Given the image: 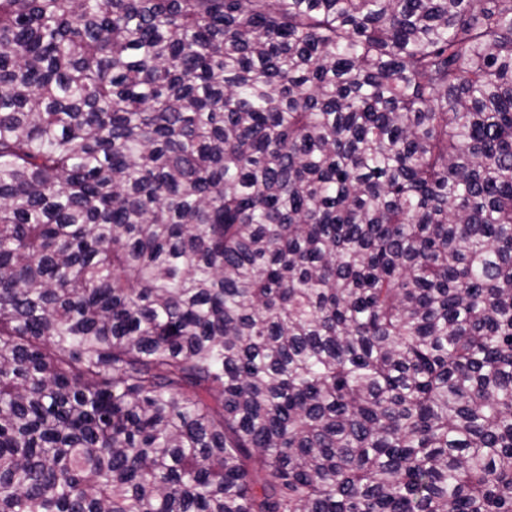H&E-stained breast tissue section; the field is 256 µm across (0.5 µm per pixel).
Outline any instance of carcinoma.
Here are the masks:
<instances>
[{
	"label": "carcinoma",
	"mask_w": 512,
	"mask_h": 512,
	"mask_svg": "<svg viewBox=\"0 0 512 512\" xmlns=\"http://www.w3.org/2000/svg\"><path fill=\"white\" fill-rule=\"evenodd\" d=\"M0 512H512V0H0Z\"/></svg>",
	"instance_id": "carcinoma-1"
}]
</instances>
